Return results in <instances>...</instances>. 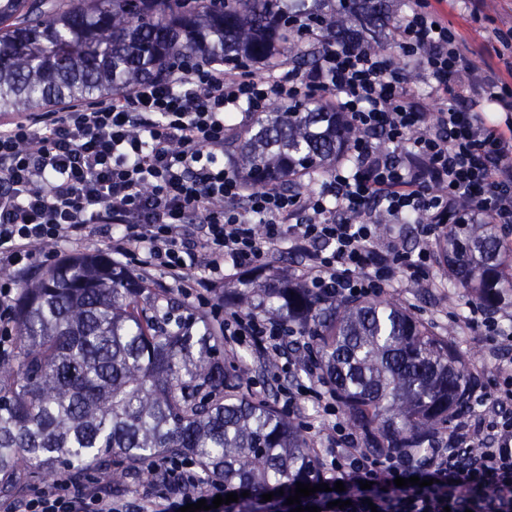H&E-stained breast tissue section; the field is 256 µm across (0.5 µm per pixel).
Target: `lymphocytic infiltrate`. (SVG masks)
I'll return each instance as SVG.
<instances>
[{"label": "lymphocytic infiltrate", "mask_w": 512, "mask_h": 512, "mask_svg": "<svg viewBox=\"0 0 512 512\" xmlns=\"http://www.w3.org/2000/svg\"><path fill=\"white\" fill-rule=\"evenodd\" d=\"M300 36L320 47L316 68H250L185 60L107 102L20 113L0 123V351L15 342L13 292L60 263L41 243L80 244L100 235L113 263L163 269L189 307L205 310L225 343L275 353L282 411L313 405L333 420L319 432L330 456L328 491L302 498L321 512H512V356L476 367L492 377L490 414L438 434L429 454L371 448L337 420L339 405L315 361L289 350L302 331L226 311L212 300L221 274L271 266L281 249L301 259L298 276L331 301L371 297L406 281L436 287L437 244L462 216L512 225V68L477 66L474 49L444 23L432 0H411L394 34L406 63L368 46L320 35L306 17ZM419 77L438 101L428 111L410 85ZM334 101L360 132L352 164L326 172L319 191L249 190L224 164V137L269 101ZM508 120H500V113ZM471 204L458 210L460 200ZM420 227L417 253L379 241L381 221ZM263 233H255V225ZM303 372L305 380L294 377ZM179 478L134 508L98 484L68 475L0 499V512H178L197 503V472L184 456L163 459ZM423 486H396V478ZM344 492H336V482ZM344 500L336 508L335 500Z\"/></svg>", "instance_id": "1"}]
</instances>
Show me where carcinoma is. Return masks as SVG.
<instances>
[{"label":"carcinoma","instance_id":"cac0c4a2","mask_svg":"<svg viewBox=\"0 0 512 512\" xmlns=\"http://www.w3.org/2000/svg\"><path fill=\"white\" fill-rule=\"evenodd\" d=\"M294 15L328 19L341 40L357 19L373 50L394 49L374 37L397 24L385 0H0V104L37 112L120 97L190 58L313 67L291 39ZM359 135L329 100L274 103L224 138V157L251 190H294L349 160ZM441 256L450 282L487 309L512 288V248L494 224L450 225ZM224 293L243 314L314 336L324 382L373 448L425 454L468 408L459 352L394 304L323 301L274 273ZM15 323V349L0 355V498L63 468L76 480L91 470L114 491L132 479L161 485L171 475L155 460L166 455L194 458L202 487L222 479L238 495L224 512H268L262 495L279 500L318 482L311 440L246 395L242 358L219 357L208 321L182 319L107 256H75L23 284Z\"/></svg>","mask_w":512,"mask_h":512}]
</instances>
